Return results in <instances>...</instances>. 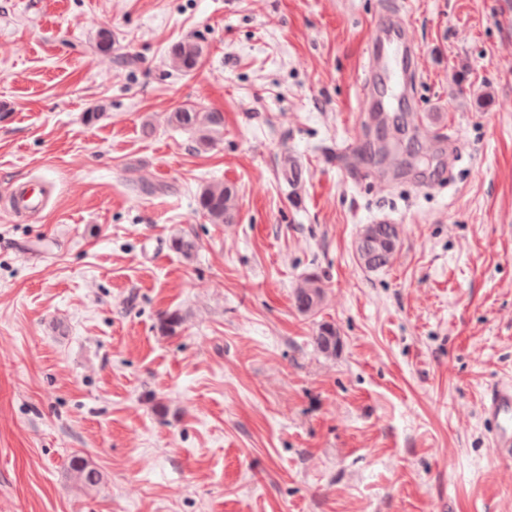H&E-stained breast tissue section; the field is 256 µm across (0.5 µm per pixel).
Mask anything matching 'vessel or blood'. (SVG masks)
Returning <instances> with one entry per match:
<instances>
[{"label": "vessel or blood", "mask_w": 512, "mask_h": 512, "mask_svg": "<svg viewBox=\"0 0 512 512\" xmlns=\"http://www.w3.org/2000/svg\"><path fill=\"white\" fill-rule=\"evenodd\" d=\"M365 58L360 101L367 125L391 124L394 112L399 109L420 117L421 109L414 105L412 91L420 52L403 14L395 12L375 23ZM6 200L8 209L15 214L39 212L45 208L41 186L26 181L15 184ZM483 411L495 422L492 439L495 455L512 458V384L494 389L485 401Z\"/></svg>", "instance_id": "obj_1"}]
</instances>
